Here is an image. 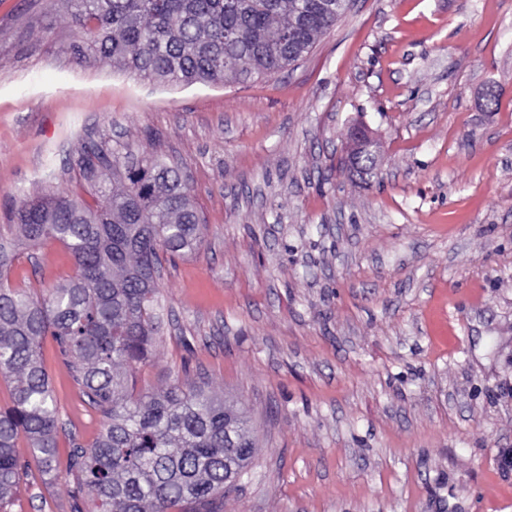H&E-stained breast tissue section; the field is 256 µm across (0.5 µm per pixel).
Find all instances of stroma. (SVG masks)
<instances>
[{
    "mask_svg": "<svg viewBox=\"0 0 512 512\" xmlns=\"http://www.w3.org/2000/svg\"><path fill=\"white\" fill-rule=\"evenodd\" d=\"M71 39L63 6L0 0V225L75 188L85 136L181 165L204 240L162 263L168 321L136 384L187 378L248 411L251 473L215 512H512V0H350L244 84H153ZM73 273L48 240L9 278ZM43 358L59 477L19 443L8 512H72V447L102 429L52 340Z\"/></svg>",
    "mask_w": 512,
    "mask_h": 512,
    "instance_id": "35a3bbf8",
    "label": "stroma"
}]
</instances>
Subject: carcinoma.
Here are the masks:
<instances>
[{
	"label": "carcinoma",
	"mask_w": 512,
	"mask_h": 512,
	"mask_svg": "<svg viewBox=\"0 0 512 512\" xmlns=\"http://www.w3.org/2000/svg\"><path fill=\"white\" fill-rule=\"evenodd\" d=\"M68 50L158 83L191 86L274 75L308 54L349 0H65ZM79 177L92 202L67 188L20 201L0 234V510L26 476L25 437L45 474L56 473L58 413L40 348L51 337L89 405L104 417L69 473L97 512H202L250 470L251 418L192 382L156 394L131 377L156 337L161 255L202 245L201 216L179 167L82 139ZM44 240L72 256L75 274L37 294L9 282L20 250Z\"/></svg>",
	"instance_id": "obj_1"
}]
</instances>
